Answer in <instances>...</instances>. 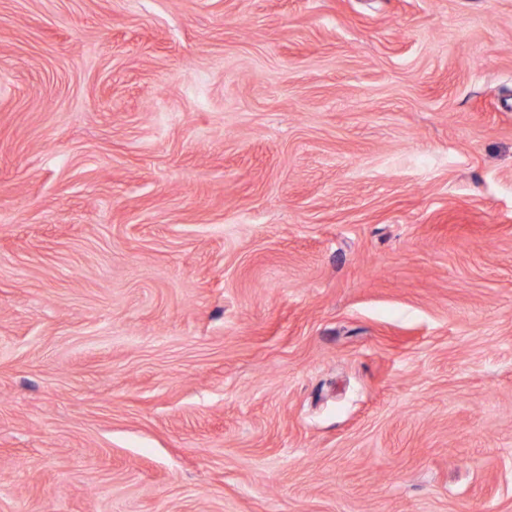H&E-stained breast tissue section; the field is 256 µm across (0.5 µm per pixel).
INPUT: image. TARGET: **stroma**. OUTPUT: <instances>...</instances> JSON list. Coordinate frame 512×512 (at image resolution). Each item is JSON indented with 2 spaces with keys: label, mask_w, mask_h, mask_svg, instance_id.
<instances>
[{
  "label": "stroma",
  "mask_w": 512,
  "mask_h": 512,
  "mask_svg": "<svg viewBox=\"0 0 512 512\" xmlns=\"http://www.w3.org/2000/svg\"><path fill=\"white\" fill-rule=\"evenodd\" d=\"M0 512H512V0H0Z\"/></svg>",
  "instance_id": "1"
}]
</instances>
